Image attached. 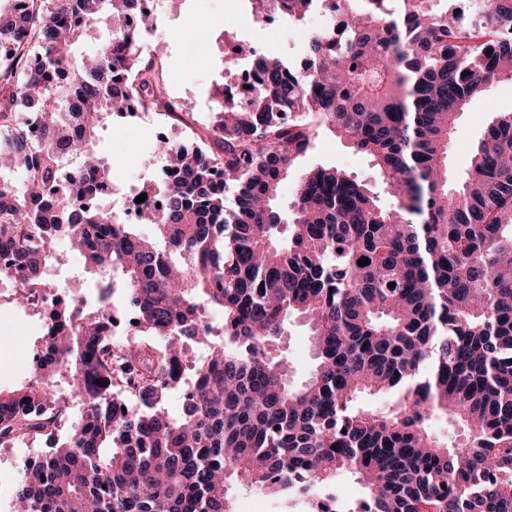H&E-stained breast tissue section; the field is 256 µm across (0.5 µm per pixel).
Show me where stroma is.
Segmentation results:
<instances>
[{
	"label": "stroma",
	"instance_id": "1",
	"mask_svg": "<svg viewBox=\"0 0 512 512\" xmlns=\"http://www.w3.org/2000/svg\"><path fill=\"white\" fill-rule=\"evenodd\" d=\"M156 28L151 47H163V74L170 92L180 93L179 123L204 136L199 126V111L209 103L215 86L230 81L233 67L227 63L229 42L255 46L264 52L287 58L297 64L304 58L309 33L321 22L320 11L311 12L298 25L268 23L256 16L251 0L243 9L227 13L226 0H182L171 7L167 0H156ZM209 31L211 66L204 69L181 52L179 38H191L196 31ZM512 112V80L504 79L486 86L468 109L460 114L448 150V170L462 173L474 147L496 113ZM156 131L149 126L128 131L124 122L111 119L97 133L95 150L108 163L112 173L122 181L143 185L153 179L159 169L153 145ZM318 167H336L354 175L374 191L383 186L371 159L346 142L321 132L311 148L298 158L279 190L278 203L287 207L297 178ZM39 338V317L32 309L16 307L11 294L0 295V391L9 392L28 381L24 354ZM278 350L288 357V369L293 380L301 382L312 373L315 365L312 338L299 319H290ZM230 512H311L306 503L256 493L243 485L227 489Z\"/></svg>",
	"mask_w": 512,
	"mask_h": 512
}]
</instances>
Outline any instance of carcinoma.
Instances as JSON below:
<instances>
[{"label": "carcinoma", "instance_id": "obj_1", "mask_svg": "<svg viewBox=\"0 0 512 512\" xmlns=\"http://www.w3.org/2000/svg\"><path fill=\"white\" fill-rule=\"evenodd\" d=\"M0 10V275L30 304L69 236L101 303H65L43 338L53 359L26 387L0 393V442L49 440L13 496L22 512H230L227 485L314 494L349 473L363 497L339 512H512V112H499L463 174L448 176L457 116L483 88L512 80V0H481L473 24L437 0H335L334 41L306 42V73L262 55L249 102L215 92L213 146L157 144L175 171L149 183L152 225L112 219L86 201L92 154L112 115L176 105L144 61L128 19L154 27L139 0H24ZM322 0H276L289 24ZM111 27L91 65L73 46ZM81 103V126L62 106ZM321 130L368 155L392 206L346 171L303 174L284 222L276 200ZM368 258L359 266L357 260ZM121 272L113 303L112 272ZM395 287H389V284ZM114 310L141 335H105ZM222 316L214 332L209 315ZM307 323L314 373L288 379L272 345ZM207 345L189 363L185 342ZM181 415L164 407L187 370ZM68 378L82 412L58 440L32 410ZM459 429L448 444L429 421ZM337 449H332V446Z\"/></svg>", "mask_w": 512, "mask_h": 512}]
</instances>
